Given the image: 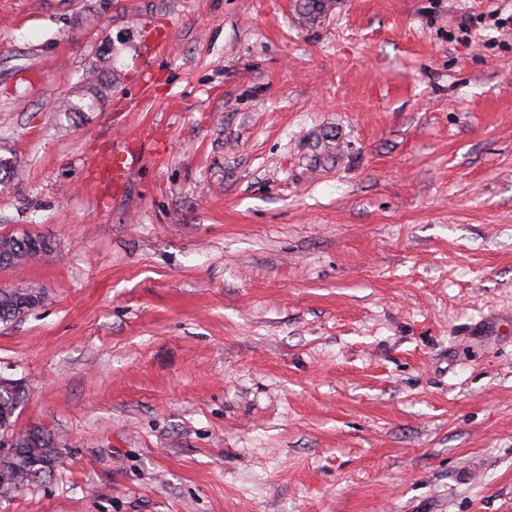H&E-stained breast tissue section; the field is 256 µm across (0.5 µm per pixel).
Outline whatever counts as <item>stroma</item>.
Masks as SVG:
<instances>
[{"mask_svg":"<svg viewBox=\"0 0 512 512\" xmlns=\"http://www.w3.org/2000/svg\"><path fill=\"white\" fill-rule=\"evenodd\" d=\"M0 156V512H512V0H0ZM36 240H38V242H36ZM45 243V239L31 235L0 236V267L31 261L29 259L38 257L37 247L43 249L44 254L50 252V249H44L43 246ZM4 253H7L9 256L5 257ZM10 255L13 258H11ZM25 394L24 389L17 385L10 387L0 386V420H9L12 423V418L15 413L16 406L23 399ZM37 431L19 438L16 451L0 453V498H9L20 487L60 465L61 454L51 437Z\"/></svg>","mask_w":512,"mask_h":512,"instance_id":"35a3bbf8","label":"stroma"}]
</instances>
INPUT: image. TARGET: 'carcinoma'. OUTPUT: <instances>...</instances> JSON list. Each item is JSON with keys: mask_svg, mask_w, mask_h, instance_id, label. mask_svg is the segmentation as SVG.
<instances>
[{"mask_svg": "<svg viewBox=\"0 0 512 512\" xmlns=\"http://www.w3.org/2000/svg\"><path fill=\"white\" fill-rule=\"evenodd\" d=\"M46 243L43 238L31 235L0 236V267L11 266L37 257V248ZM22 291H0V321L18 318V304ZM24 389L12 385L0 386V420H12L16 406L23 399ZM18 449L0 453V498L10 497L19 486L52 472L60 465V452L50 436L32 432L18 439Z\"/></svg>", "mask_w": 512, "mask_h": 512, "instance_id": "1", "label": "carcinoma"}]
</instances>
